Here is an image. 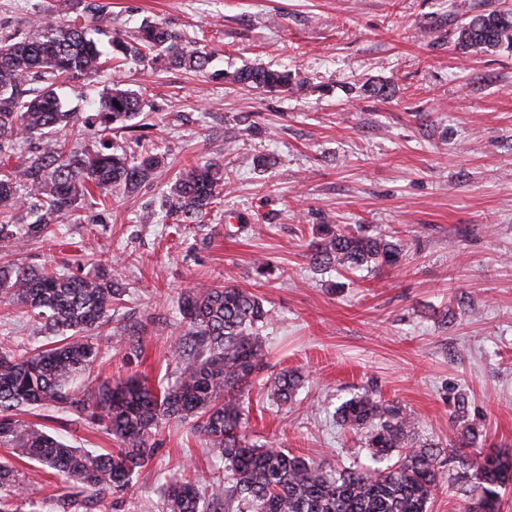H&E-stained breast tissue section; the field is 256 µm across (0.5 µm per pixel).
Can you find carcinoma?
Masks as SVG:
<instances>
[{
	"label": "carcinoma",
	"instance_id": "obj_1",
	"mask_svg": "<svg viewBox=\"0 0 512 512\" xmlns=\"http://www.w3.org/2000/svg\"><path fill=\"white\" fill-rule=\"evenodd\" d=\"M73 6L82 21L60 22L40 11L27 36L0 31V242L6 246L54 235L64 223L80 224L87 199L136 193L169 165L168 151L158 144L129 153L109 138L145 111L142 93L115 80L94 112L83 115L62 110L58 79L130 63L202 73L210 62L206 45L191 44L167 26L146 21L131 35L114 36L105 7L85 0H74ZM92 32L109 37V49H100L89 37ZM505 43L512 46L511 10L475 14L459 26L457 45L463 52ZM224 81L279 93L303 84L295 73L263 66L226 73ZM85 125L98 128V140L69 146ZM20 140L36 146L18 155ZM228 182L221 160L192 166L167 189L169 211L198 219L220 200ZM310 248L319 269L394 268L405 260L394 234L364 225L323 224ZM123 300L115 267L77 276L16 261L0 264V306L21 308L54 337L38 348L0 345V447L57 471L79 493L116 505L155 455L152 430L171 419L194 417V431L224 462L225 475L204 487L183 477L166 482L167 512H207L209 500L235 503L237 512H427L445 478L467 485L459 512H503L512 456L491 448L475 455L461 452L476 447L481 432L460 394L452 396L455 435L448 441V464L456 472L446 477L433 446L417 440L412 414L369 390L345 400L335 416L360 436L370 466L326 471L311 459L255 444L246 431L242 396L263 369L260 329L270 313L261 298L236 286L202 284L182 294L183 332L173 345L180 372L174 384L154 390L132 378L117 379L80 398L70 394L68 386L91 373L100 356L89 336L111 324L112 309ZM300 381L295 372H281L268 380L269 396L284 405ZM46 404L90 413L119 448H72L17 419V413ZM20 496L15 467L0 459V512H19L14 502Z\"/></svg>",
	"mask_w": 512,
	"mask_h": 512
}]
</instances>
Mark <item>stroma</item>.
I'll return each mask as SVG.
<instances>
[{
    "label": "stroma",
    "instance_id": "obj_1",
    "mask_svg": "<svg viewBox=\"0 0 512 512\" xmlns=\"http://www.w3.org/2000/svg\"><path fill=\"white\" fill-rule=\"evenodd\" d=\"M113 31L163 23L204 41L206 72L131 64L63 86L65 109L86 112L121 80L146 94L136 117L162 139L171 165L132 195L113 194L102 224H67L57 238L27 242L25 264L66 274L120 261L126 286L111 324L96 335L100 358L73 385L133 376L156 386L179 367L171 342L182 326L178 298L196 283L232 284L260 297L266 375L301 373L291 403L247 387V430L256 444L315 460L327 470L368 465L358 436L335 408L359 389L406 407L420 440L447 446L448 397L468 395L483 444L512 454V48L461 52L460 24L512 0H99ZM72 18L70 0H0V25L21 34L33 14ZM262 65L299 74L292 93L228 84L224 74ZM384 83L388 97L365 92ZM233 148L225 150L224 135ZM270 155L266 170L256 155ZM220 159L224 196L203 221L173 224L167 183L198 162ZM151 211L155 223H141ZM321 224L395 229L406 252L398 269L346 277L318 271L309 245ZM274 272L257 276L253 263ZM76 447L114 448L87 416L50 404L25 412ZM156 454L120 512H167L166 477L200 482L219 464L191 421L154 429ZM20 512H101L78 498L61 509L63 477L19 459Z\"/></svg>",
    "mask_w": 512,
    "mask_h": 512
}]
</instances>
